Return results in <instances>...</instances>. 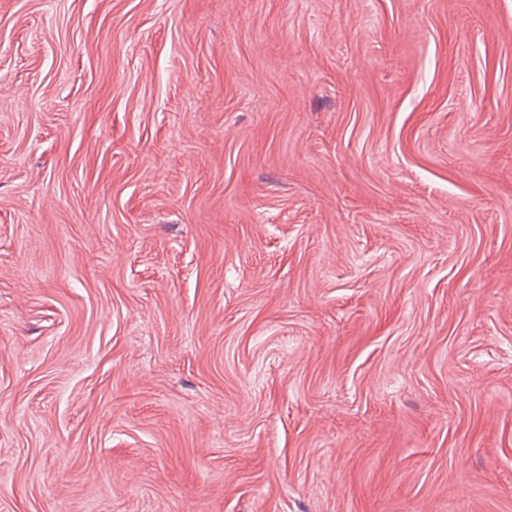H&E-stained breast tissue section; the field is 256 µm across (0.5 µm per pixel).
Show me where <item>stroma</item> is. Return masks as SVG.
I'll use <instances>...</instances> for the list:
<instances>
[{"mask_svg": "<svg viewBox=\"0 0 512 512\" xmlns=\"http://www.w3.org/2000/svg\"><path fill=\"white\" fill-rule=\"evenodd\" d=\"M0 512H512V0H0Z\"/></svg>", "mask_w": 512, "mask_h": 512, "instance_id": "35a3bbf8", "label": "stroma"}]
</instances>
